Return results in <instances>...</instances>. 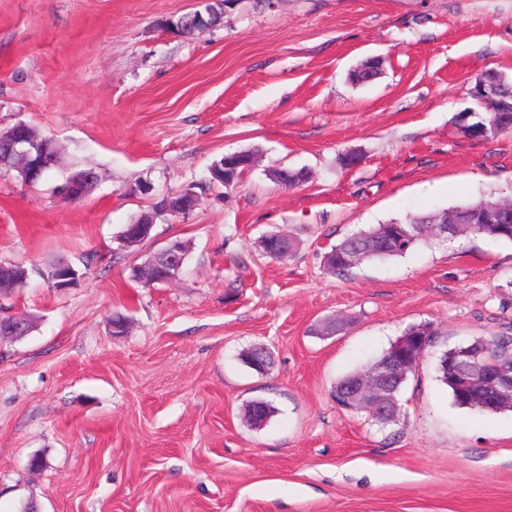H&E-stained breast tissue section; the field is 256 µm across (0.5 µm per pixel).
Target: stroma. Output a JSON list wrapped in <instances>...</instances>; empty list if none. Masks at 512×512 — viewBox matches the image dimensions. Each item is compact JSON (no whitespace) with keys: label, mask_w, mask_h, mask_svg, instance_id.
<instances>
[{"label":"stroma","mask_w":512,"mask_h":512,"mask_svg":"<svg viewBox=\"0 0 512 512\" xmlns=\"http://www.w3.org/2000/svg\"><path fill=\"white\" fill-rule=\"evenodd\" d=\"M205 2L0 0V129L27 122L60 153L35 186L0 172V261L30 270L0 308L32 318L0 342V512H512V412L455 406L438 373L444 351L512 329V243L324 268L353 232L512 197V131L460 125L488 115L468 93L480 76L512 79V0H227L219 28L163 27ZM372 58L377 78L352 83ZM240 151L255 163L236 188L204 186ZM277 167L309 180L276 183ZM80 168L92 194L56 193ZM144 182L198 202L125 248ZM271 232L295 251L263 255ZM173 239L177 279L134 282ZM62 261L84 272L64 292L43 276ZM425 321L438 336L399 423L340 409L336 382ZM257 345L268 372L241 360ZM255 400L274 408L256 427Z\"/></svg>","instance_id":"1"}]
</instances>
